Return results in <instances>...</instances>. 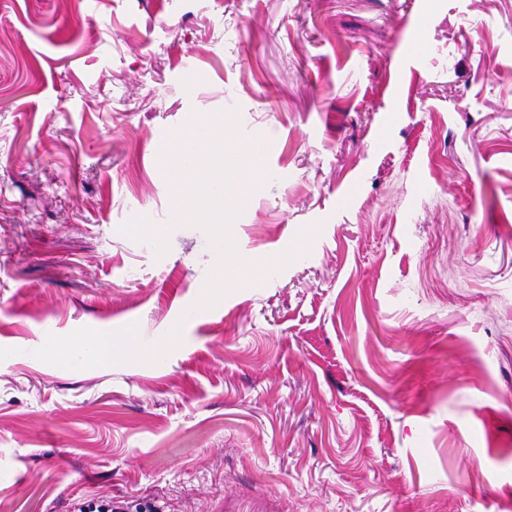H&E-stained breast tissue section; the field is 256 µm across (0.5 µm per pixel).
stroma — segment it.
I'll use <instances>...</instances> for the list:
<instances>
[{
  "mask_svg": "<svg viewBox=\"0 0 512 512\" xmlns=\"http://www.w3.org/2000/svg\"><path fill=\"white\" fill-rule=\"evenodd\" d=\"M238 110L271 181L234 224L309 255L181 321L168 130ZM157 365L47 334L137 325ZM0 512L512 507V0H0Z\"/></svg>",
  "mask_w": 512,
  "mask_h": 512,
  "instance_id": "obj_1",
  "label": "stroma"
}]
</instances>
